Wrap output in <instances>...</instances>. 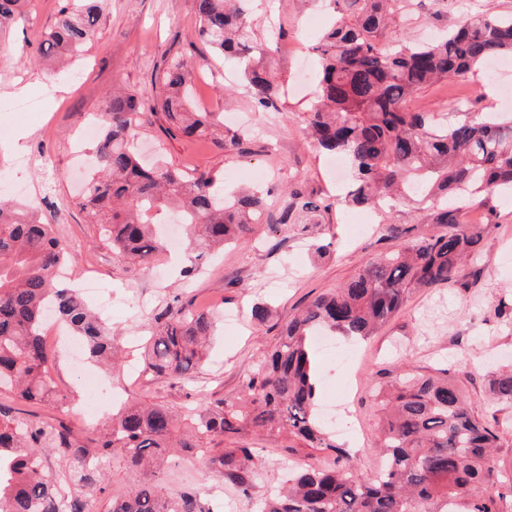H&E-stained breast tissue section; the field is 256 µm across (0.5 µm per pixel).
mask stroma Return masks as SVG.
I'll list each match as a JSON object with an SVG mask.
<instances>
[{"instance_id":"35a3bbf8","label":"stroma","mask_w":512,"mask_h":512,"mask_svg":"<svg viewBox=\"0 0 512 512\" xmlns=\"http://www.w3.org/2000/svg\"><path fill=\"white\" fill-rule=\"evenodd\" d=\"M62 0H29L24 18L13 26L12 45L0 50V103L38 98L37 112L0 110V170L19 184L38 190L43 158L54 162V191L48 202L63 215L55 224L61 237L79 245L70 268L73 281L93 274L112 301L109 327L115 340L146 339L155 330V315L175 292L184 293L194 308L220 312L217 333L206 361L192 381L159 376L148 369L113 374V386L124 400L145 401L172 409L242 395L250 373L278 340L282 324L319 293L345 283L369 258L395 249L388 227L423 225L430 234L438 224L422 223L420 212L401 206L367 211L337 203L341 193L328 154L317 151L303 131V117L316 90L320 59L314 51L323 28L312 25L321 15L319 0H246L258 41L269 42L264 57L281 87L274 112H258L248 96L236 62L208 56L202 44L190 41L196 24L194 0H108L94 39L83 53L61 70L38 51L44 31L59 16ZM512 14V0H406L405 36L425 41L474 15ZM179 54L195 67L193 105L213 112L225 128L246 132L248 153L229 154L213 139L168 136L163 114L152 116L142 129L146 152L162 151L176 167L221 176L225 189L263 185L271 188L268 210L280 214L295 188L333 200L315 224L258 225L245 243L225 248L205 260L200 273L182 281L179 268L164 258L148 266L122 271L112 248L80 206L81 186L72 177L77 164L73 144L90 114L101 113L112 88L138 91L155 98L152 78L163 56ZM467 98L478 112L506 111L512 99V68L491 72L484 67L415 94L411 109L454 118V102ZM465 223L487 226L480 251L469 260L465 276L454 286L438 285L410 291L402 310L367 342L338 344L339 358L318 352V404L334 406L339 440L352 450L354 464L372 474L380 464L374 445L379 435V411L373 399L382 369L392 376L423 377L447 371L466 394L471 411L490 419L486 403L490 372L512 365V324L497 311L512 300V196L477 195L461 204ZM327 245L319 254L315 245ZM268 307L265 323L255 324L253 305ZM51 367L57 390L67 406L39 407V414L56 418L85 437L96 430L81 413L84 393L77 362L54 353ZM500 417L512 418V406ZM235 444L261 449L254 482L256 493L276 489L284 478L286 440L278 434L244 430ZM143 478L121 455L107 461L104 493L88 503L89 512H109L112 495ZM155 483L166 495L192 492L201 506L221 500L233 512H250L248 498L226 480L209 472L200 458L187 453L171 457L157 472Z\"/></svg>"}]
</instances>
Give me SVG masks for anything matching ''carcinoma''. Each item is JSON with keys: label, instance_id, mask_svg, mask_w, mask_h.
<instances>
[{"label": "carcinoma", "instance_id": "cac0c4a2", "mask_svg": "<svg viewBox=\"0 0 512 512\" xmlns=\"http://www.w3.org/2000/svg\"><path fill=\"white\" fill-rule=\"evenodd\" d=\"M101 0H63L55 24L44 33L41 52L78 54L91 42ZM243 0H195L196 38L212 53L244 64L256 107L276 108L279 85L261 65L266 53L254 41ZM339 14L314 47L321 60L319 94L306 113L304 130L313 145L343 156L350 165L346 201L393 207L422 196L420 203H446L477 194L512 193V113L474 112L461 101L460 119L439 124L436 113L414 111L418 91L461 76L506 54L512 55V16L478 15L452 27L435 43L402 38L397 0H323ZM28 0H0V42ZM194 66L181 55L164 59L154 83L161 98L151 107L136 91L113 92L102 113L104 131L84 185L83 207L112 245L122 270L145 264L166 251L153 214L173 213L194 255L183 269L231 240L247 238L254 225L302 224L332 208L298 189L279 218L266 213L255 193L224 194L209 172L189 176L158 159L141 160V128L155 107L163 110L170 136H209L210 112L190 101ZM432 223L438 234H420L397 250L365 264L341 287L316 296L282 327L272 350L244 385V395L199 403L178 415L160 404L129 403L85 440L71 428L33 414L21 416L0 405V512H87L86 495L100 488L102 470L86 458L119 454L148 475L173 448L202 456L208 469L227 478L243 495L254 486L257 449L212 448L216 440L255 432L288 434L291 450H308L313 462L294 469L287 484L261 500L257 512H500L504 494L495 484V449L506 425L475 416L455 380L413 377L376 395L381 413L376 444L382 467L364 476L351 454L316 414L318 382L314 334L328 330L365 340L386 324L416 288L458 282L487 225L465 224L459 209L443 206ZM75 259L41 210L0 198V387L17 400L59 407L66 396L54 385L42 327L45 304L80 336L93 358L122 365L86 301L64 286L56 271ZM161 329L145 355L158 374L189 378L204 356L215 318L176 296L157 314ZM493 402L512 406V369L489 380ZM51 448L69 464L64 483L46 478L43 452ZM196 498L164 496L152 479L112 498L110 512H196Z\"/></svg>", "mask_w": 512, "mask_h": 512}]
</instances>
